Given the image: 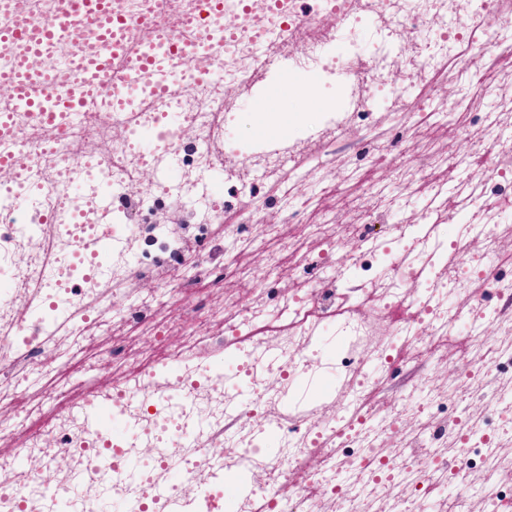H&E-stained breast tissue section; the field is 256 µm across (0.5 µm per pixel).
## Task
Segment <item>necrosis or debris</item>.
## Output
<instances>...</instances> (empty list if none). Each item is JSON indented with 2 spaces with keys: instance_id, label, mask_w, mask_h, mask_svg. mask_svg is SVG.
Listing matches in <instances>:
<instances>
[{
  "instance_id": "4bbe7bcc",
  "label": "necrosis or debris",
  "mask_w": 512,
  "mask_h": 512,
  "mask_svg": "<svg viewBox=\"0 0 512 512\" xmlns=\"http://www.w3.org/2000/svg\"><path fill=\"white\" fill-rule=\"evenodd\" d=\"M122 5L160 24L129 31L69 128L12 115L0 512H512V70L498 107L476 106L473 55L512 57V0H224L223 40L175 65L168 97L117 107L115 75L192 39L199 0ZM92 37L80 21L29 66L66 67ZM280 73L339 109L294 134L271 112L269 139L242 140L237 98ZM439 74L454 100L409 96ZM451 123L468 142L452 156L425 134ZM405 195L417 213L398 224ZM104 355L111 383L84 381ZM424 361L455 374L382 398ZM228 474L245 477L231 497Z\"/></svg>"
}]
</instances>
